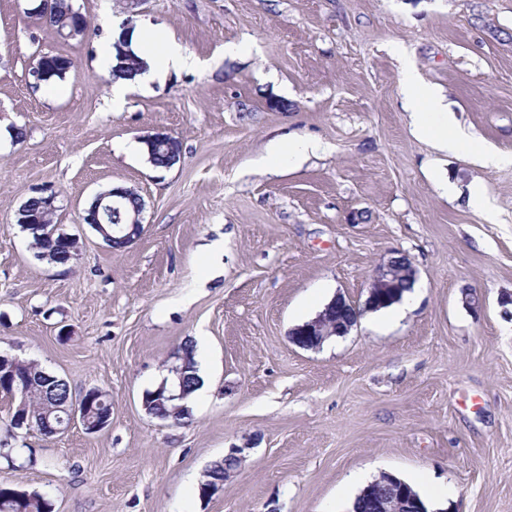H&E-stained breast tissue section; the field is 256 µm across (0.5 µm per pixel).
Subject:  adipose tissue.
Returning a JSON list of instances; mask_svg holds the SVG:
<instances>
[{"label": "adipose tissue", "mask_w": 512, "mask_h": 512, "mask_svg": "<svg viewBox=\"0 0 512 512\" xmlns=\"http://www.w3.org/2000/svg\"><path fill=\"white\" fill-rule=\"evenodd\" d=\"M132 43L147 63V68L135 81L115 80L111 85L112 102L120 104L132 83H147L163 76L172 68L195 66L196 60L168 34L155 31L151 36L133 37ZM401 86L407 111L411 112L415 128L420 136L448 150H477L474 136L450 124L448 106L441 90L426 83L414 67L404 65Z\"/></svg>", "instance_id": "adipose-tissue-1"}]
</instances>
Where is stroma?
Returning a JSON list of instances; mask_svg holds the SVG:
<instances>
[{"label":"stroma","mask_w":512,"mask_h":512,"mask_svg":"<svg viewBox=\"0 0 512 512\" xmlns=\"http://www.w3.org/2000/svg\"><path fill=\"white\" fill-rule=\"evenodd\" d=\"M72 4L88 29L64 39L35 0H0V352L74 392L106 391L112 421L11 433L0 396V447L19 456L0 457V483L54 512H350L351 475L389 472L417 482L434 512H512V0ZM115 19L168 32L198 67L113 108L99 56ZM243 39L251 55L225 56ZM46 52L72 66L37 86ZM406 59L510 164L413 133ZM157 131L182 146L162 171L136 149ZM288 138L324 150L277 173L257 166ZM111 183L145 201L143 232L120 251L82 221ZM476 184L494 219L469 206ZM39 188L79 241L68 265L36 257L17 222ZM394 251L418 273L397 323L367 313L319 350L291 342L334 296L364 302ZM196 341L202 397L181 423L149 415L144 391ZM233 447L241 468L200 498L195 478Z\"/></svg>","instance_id":"stroma-1"}]
</instances>
